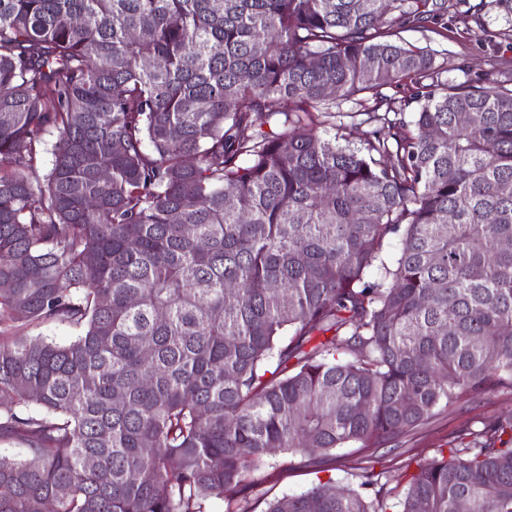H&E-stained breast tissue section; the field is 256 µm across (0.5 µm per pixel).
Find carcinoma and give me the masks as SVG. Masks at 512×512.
I'll return each instance as SVG.
<instances>
[{
    "label": "carcinoma",
    "instance_id": "1",
    "mask_svg": "<svg viewBox=\"0 0 512 512\" xmlns=\"http://www.w3.org/2000/svg\"><path fill=\"white\" fill-rule=\"evenodd\" d=\"M428 0H0V512H250L275 457L512 390V89L423 85ZM416 85L365 151L343 101ZM277 119L280 131L263 126ZM54 160L37 174L43 134ZM397 242V254L389 248ZM74 327L68 343L32 339ZM398 512H512V418ZM320 482L264 512H386ZM363 107L351 102L344 103L340 113H336V117L329 118L327 126L336 125L335 129L329 128L331 135L336 133L337 137L344 135V138L350 142L351 146L363 148L368 140L373 139V132L379 129L376 122H364L366 115H357V110Z\"/></svg>",
    "mask_w": 512,
    "mask_h": 512
}]
</instances>
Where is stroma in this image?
<instances>
[{
	"mask_svg": "<svg viewBox=\"0 0 512 512\" xmlns=\"http://www.w3.org/2000/svg\"><path fill=\"white\" fill-rule=\"evenodd\" d=\"M437 15L429 28L407 27L403 41L423 48L435 61L436 79L441 83L463 81V67L473 74L493 73L495 78L512 76V19L486 0L477 13L457 0H437ZM512 416V391L500 390L473 399L461 398L450 406L438 407L434 415L396 441L379 448H343L335 457L308 460L294 457L266 469L265 479L250 498L253 512H264L267 501L298 494L318 481L334 480L339 485L359 486L364 473L377 474V485L366 489L368 498L384 495L395 503L405 492V472L418 464L440 457L454 444L462 430L479 427L490 417Z\"/></svg>",
	"mask_w": 512,
	"mask_h": 512,
	"instance_id": "1",
	"label": "stroma"
}]
</instances>
